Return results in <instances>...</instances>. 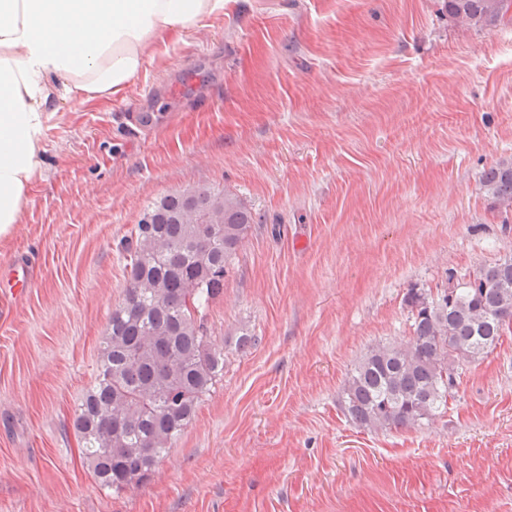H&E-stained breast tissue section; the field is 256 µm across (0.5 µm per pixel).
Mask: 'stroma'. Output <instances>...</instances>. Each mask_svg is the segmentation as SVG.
<instances>
[{
  "mask_svg": "<svg viewBox=\"0 0 512 512\" xmlns=\"http://www.w3.org/2000/svg\"><path fill=\"white\" fill-rule=\"evenodd\" d=\"M499 163L512 24L463 25L448 0H225L122 95L63 103L0 240V512H512V329L429 423L369 431L340 407L362 356L411 337L408 289L512 253V211L481 186ZM197 187L255 219L202 311L224 371L155 473L116 492L83 464L75 413L125 243L150 201Z\"/></svg>",
  "mask_w": 512,
  "mask_h": 512,
  "instance_id": "35a3bbf8",
  "label": "stroma"
}]
</instances>
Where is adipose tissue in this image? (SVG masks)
<instances>
[{
  "mask_svg": "<svg viewBox=\"0 0 512 512\" xmlns=\"http://www.w3.org/2000/svg\"><path fill=\"white\" fill-rule=\"evenodd\" d=\"M225 0H0V238L17 224L59 102L123 92Z\"/></svg>",
  "mask_w": 512,
  "mask_h": 512,
  "instance_id": "adipose-tissue-1",
  "label": "adipose tissue"
}]
</instances>
